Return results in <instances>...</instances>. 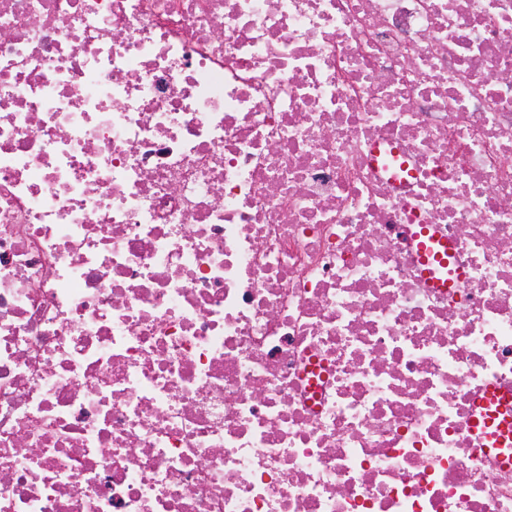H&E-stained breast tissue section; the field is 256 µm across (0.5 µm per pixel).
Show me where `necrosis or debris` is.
<instances>
[{
  "label": "necrosis or debris",
  "mask_w": 512,
  "mask_h": 512,
  "mask_svg": "<svg viewBox=\"0 0 512 512\" xmlns=\"http://www.w3.org/2000/svg\"><path fill=\"white\" fill-rule=\"evenodd\" d=\"M492 386L512 0H0V512H512ZM481 410L470 421L473 433L484 437L488 448L501 450L512 458V395L490 391L479 403ZM491 405H496L491 410Z\"/></svg>",
  "instance_id": "necrosis-or-debris-1"
}]
</instances>
